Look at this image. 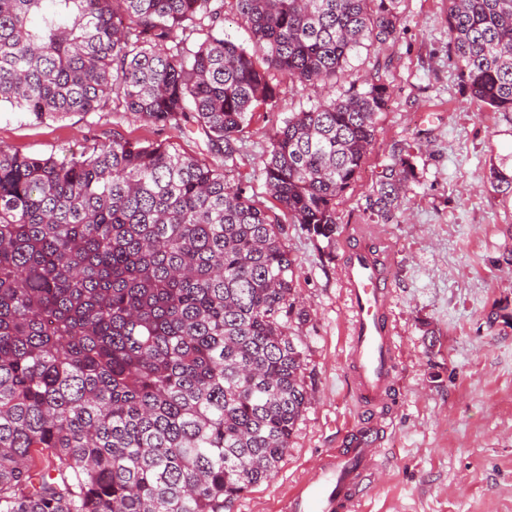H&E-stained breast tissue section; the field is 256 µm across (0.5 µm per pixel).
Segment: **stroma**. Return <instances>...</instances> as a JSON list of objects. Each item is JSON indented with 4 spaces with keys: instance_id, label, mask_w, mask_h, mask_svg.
<instances>
[{
    "instance_id": "1",
    "label": "stroma",
    "mask_w": 512,
    "mask_h": 512,
    "mask_svg": "<svg viewBox=\"0 0 512 512\" xmlns=\"http://www.w3.org/2000/svg\"><path fill=\"white\" fill-rule=\"evenodd\" d=\"M399 34L361 50L336 84L365 87L375 74L392 95L358 180L339 200V232L325 252L299 224L287 225L299 329L313 376L311 404L278 471L225 512H286L288 492L351 426L381 425L383 470L361 512H512V193L489 184L491 166L512 169V114L478 110L448 48V0H399ZM279 99L239 133L236 159L210 154L181 125L159 128L130 112L35 118L0 110V146L63 161L113 137L164 143L222 167L226 182L272 206L263 161L273 128L326 98L320 86L279 78ZM416 146L417 179L392 223L364 210L389 150ZM386 243L393 263L392 312L402 352L387 410H358L345 360L348 305L339 273L350 226Z\"/></svg>"
}]
</instances>
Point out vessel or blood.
Returning a JSON list of instances; mask_svg holds the SVG:
<instances>
[{"label": "vessel or blood", "instance_id": "1", "mask_svg": "<svg viewBox=\"0 0 512 512\" xmlns=\"http://www.w3.org/2000/svg\"><path fill=\"white\" fill-rule=\"evenodd\" d=\"M391 268L364 238L348 247L341 284L349 303L348 361L360 406H382L394 386L398 353L391 319ZM378 428L350 431L345 447L298 482L288 497V512H357L361 497L375 479Z\"/></svg>", "mask_w": 512, "mask_h": 512}]
</instances>
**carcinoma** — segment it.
<instances>
[{
    "label": "carcinoma",
    "instance_id": "cac0c4a2",
    "mask_svg": "<svg viewBox=\"0 0 512 512\" xmlns=\"http://www.w3.org/2000/svg\"><path fill=\"white\" fill-rule=\"evenodd\" d=\"M397 0H0V107L190 124L235 159L276 71L333 87L397 38ZM479 107L512 113V0H448ZM381 75L292 112L261 208L215 167L123 138L67 161L0 146V512H224L271 478L310 404L282 217L336 245L390 97ZM417 179L392 147L365 211L390 223ZM497 190L512 175L490 169ZM224 32L229 34L237 43L251 46L249 34L241 20L235 15L230 0H224Z\"/></svg>",
    "mask_w": 512,
    "mask_h": 512
}]
</instances>
